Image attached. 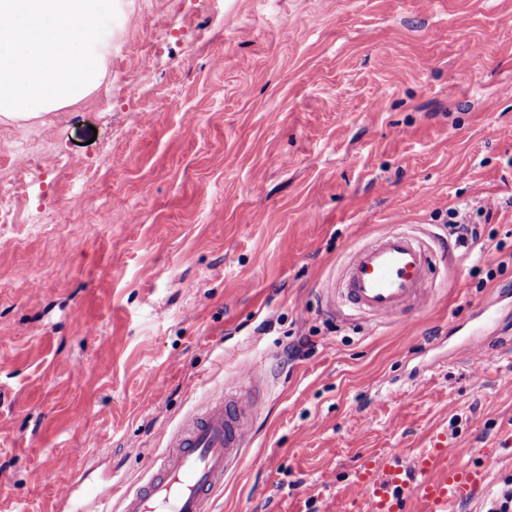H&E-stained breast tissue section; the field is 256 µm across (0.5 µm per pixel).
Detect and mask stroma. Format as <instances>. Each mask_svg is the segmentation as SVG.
<instances>
[{"label": "stroma", "mask_w": 512, "mask_h": 512, "mask_svg": "<svg viewBox=\"0 0 512 512\" xmlns=\"http://www.w3.org/2000/svg\"><path fill=\"white\" fill-rule=\"evenodd\" d=\"M105 78L0 121V512L60 478L136 483L221 395L253 436L208 512H365L362 456L437 429L512 476V348L471 317L512 287V0H120ZM44 223L28 221L30 207ZM480 241L449 237V208ZM398 224L449 248L380 319L327 306Z\"/></svg>", "instance_id": "35a3bbf8"}]
</instances>
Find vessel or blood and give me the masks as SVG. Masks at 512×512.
Wrapping results in <instances>:
<instances>
[{
  "instance_id": "vessel-or-blood-1",
  "label": "vessel or blood",
  "mask_w": 512,
  "mask_h": 512,
  "mask_svg": "<svg viewBox=\"0 0 512 512\" xmlns=\"http://www.w3.org/2000/svg\"><path fill=\"white\" fill-rule=\"evenodd\" d=\"M431 263L421 238L395 228L352 252L338 293L365 316L396 315L422 299ZM500 324L499 307L487 303L476 311L471 330L480 333ZM253 416V404L232 395L188 414L174 431L164 433V451L146 480L117 500L110 483L89 490L96 512H109L114 500L120 503L119 512H206L212 493L223 486L230 464L251 437ZM358 476L367 512H450L474 496L486 468L460 464L437 441L408 460L398 451L365 458Z\"/></svg>"
}]
</instances>
